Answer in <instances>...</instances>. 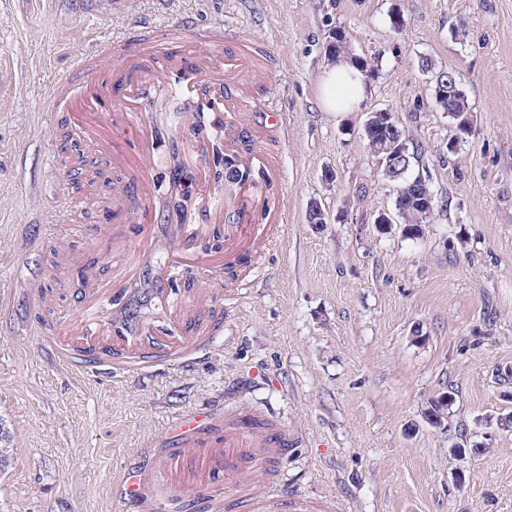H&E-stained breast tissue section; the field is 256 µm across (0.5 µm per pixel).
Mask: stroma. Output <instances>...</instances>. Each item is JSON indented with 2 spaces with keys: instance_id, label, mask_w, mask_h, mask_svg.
<instances>
[{
  "instance_id": "35a3bbf8",
  "label": "stroma",
  "mask_w": 512,
  "mask_h": 512,
  "mask_svg": "<svg viewBox=\"0 0 512 512\" xmlns=\"http://www.w3.org/2000/svg\"><path fill=\"white\" fill-rule=\"evenodd\" d=\"M175 21L263 44L277 72L255 95L288 120L283 243L230 296L197 267L224 251L205 247L217 184L182 142L180 102L153 107L147 226L128 218L126 169L47 109L57 78L98 42ZM337 28L354 54L379 59L354 112L318 101ZM425 57L455 73L472 106L452 153L456 128L430 107ZM380 109L423 148L409 174L429 181L436 207L416 239L372 222L396 195L361 134ZM54 156L74 172L71 195L96 171L113 196L70 209ZM177 160L197 241L179 265ZM314 204L325 223H310ZM215 304L223 329L179 370L82 375L52 343L51 321L73 314L118 332L151 308L204 320ZM441 391L454 399L443 429L424 419ZM228 401L297 434L259 484L307 512H512V428L498 424L512 417V0H0V430L14 448L0 512H131L121 476L153 465L178 415ZM459 445L465 455L451 456Z\"/></svg>"
}]
</instances>
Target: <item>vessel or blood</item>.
I'll return each instance as SVG.
<instances>
[{"label": "vessel or blood", "mask_w": 512, "mask_h": 512, "mask_svg": "<svg viewBox=\"0 0 512 512\" xmlns=\"http://www.w3.org/2000/svg\"><path fill=\"white\" fill-rule=\"evenodd\" d=\"M111 59L119 62L124 74L121 83H113L111 72L102 66ZM274 80L273 68L258 64L255 48L227 36L223 27L190 37L179 24L171 25L165 35L147 26L140 28L135 44L107 40L81 57L71 72L55 82L53 98L74 112L103 111L107 127L130 129L138 151L137 168L144 174L152 168L150 148L158 138L149 119L150 107L158 91L167 89L191 113L190 134L206 138L202 155L220 147L241 167L260 163L263 184L259 187L270 193L284 188L281 154L264 145L251 151L242 150L241 145L253 135L265 143L281 132L279 113L269 116L261 133H254L251 123L252 113L260 109L254 85L268 86ZM255 187L240 186L241 202L224 233L229 236L246 228L252 245L278 246L277 238L263 237L261 227L282 223L283 210L250 206ZM98 334V328L82 322H64L53 344L63 364L78 372L158 365L180 368L192 352L189 340L179 339L169 329L153 334L148 342L128 332L120 342L110 344L99 340ZM171 436L173 441L160 455L156 469L164 474L199 475V482L190 489L194 502L207 497L219 478L233 491L251 489L253 475L277 467L293 444L287 428H256L247 413L220 424L210 412H187L173 422Z\"/></svg>", "instance_id": "obj_1"}]
</instances>
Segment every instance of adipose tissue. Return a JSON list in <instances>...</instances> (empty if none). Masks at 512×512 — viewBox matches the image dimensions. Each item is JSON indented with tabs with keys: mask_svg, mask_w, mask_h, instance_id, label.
<instances>
[{
	"mask_svg": "<svg viewBox=\"0 0 512 512\" xmlns=\"http://www.w3.org/2000/svg\"><path fill=\"white\" fill-rule=\"evenodd\" d=\"M319 100L330 112H353L368 97V84L362 73L347 60L328 65L318 85Z\"/></svg>",
	"mask_w": 512,
	"mask_h": 512,
	"instance_id": "1",
	"label": "adipose tissue"
}]
</instances>
